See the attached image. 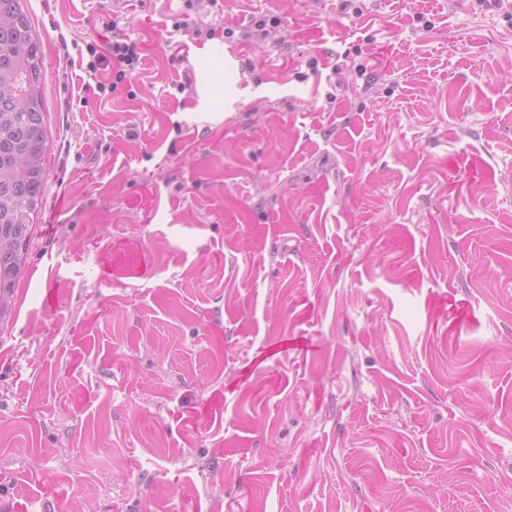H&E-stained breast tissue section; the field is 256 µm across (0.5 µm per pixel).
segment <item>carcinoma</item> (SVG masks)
Here are the masks:
<instances>
[{"mask_svg": "<svg viewBox=\"0 0 512 512\" xmlns=\"http://www.w3.org/2000/svg\"><path fill=\"white\" fill-rule=\"evenodd\" d=\"M24 2L0 0V322L15 309L47 181L42 53Z\"/></svg>", "mask_w": 512, "mask_h": 512, "instance_id": "cac0c4a2", "label": "carcinoma"}]
</instances>
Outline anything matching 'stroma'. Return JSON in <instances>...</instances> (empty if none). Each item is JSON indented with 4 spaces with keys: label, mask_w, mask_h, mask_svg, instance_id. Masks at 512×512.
<instances>
[{
    "label": "stroma",
    "mask_w": 512,
    "mask_h": 512,
    "mask_svg": "<svg viewBox=\"0 0 512 512\" xmlns=\"http://www.w3.org/2000/svg\"><path fill=\"white\" fill-rule=\"evenodd\" d=\"M27 7L48 177L0 324V512H512L503 10ZM114 19L141 65L86 94Z\"/></svg>",
    "instance_id": "1"
}]
</instances>
